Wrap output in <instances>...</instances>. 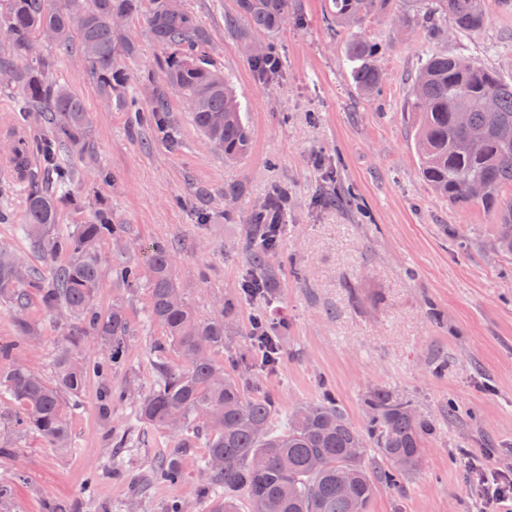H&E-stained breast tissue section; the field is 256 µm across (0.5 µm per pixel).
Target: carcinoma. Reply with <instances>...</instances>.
I'll return each mask as SVG.
<instances>
[{
	"label": "carcinoma",
	"mask_w": 512,
	"mask_h": 512,
	"mask_svg": "<svg viewBox=\"0 0 512 512\" xmlns=\"http://www.w3.org/2000/svg\"><path fill=\"white\" fill-rule=\"evenodd\" d=\"M415 2L418 9L404 13L393 10L395 0H332L330 16L342 30L389 12L401 26L417 22L434 31L449 25L457 33L475 34L488 23L484 0ZM290 9L292 0H234V8L224 13V34L266 77L279 73L264 69L277 52L269 42L252 46L253 33L275 34L288 22ZM137 14L144 15L146 33L162 51L159 70L168 78L152 88L157 124L166 128L173 83L181 89L194 126L207 144L218 145L224 160L241 159L251 147L233 84L210 55L213 33L183 0H0V42L9 47L0 51V78L22 89L17 111L46 113L50 128L49 134L16 145L12 157L22 174L34 156L50 173L45 185L27 184L22 226L48 270L0 247V303L14 310L22 340L38 333L26 316L35 299L50 313L68 315L73 345L89 336L108 348L107 358L87 363L62 352L54 378L47 380L19 360L18 344L0 342V392L9 394L18 409L7 427L36 434L53 448L69 447L67 416L87 377L105 375L124 362L125 343L133 334L125 302L117 298L107 310L96 303L102 279L99 244L110 238L115 249L112 285L146 289V321L167 337L155 347L158 378L137 403L136 418L169 432L203 424L207 479L201 489L216 499L211 512H239L238 492L246 494L249 512H369L377 485L394 486L415 469L432 432V420L411 400L387 388L369 390L363 400L364 426L358 429L326 387L319 401L297 407L279 427L277 402L214 359V352L224 348V315L197 316L180 287L168 246L154 244L144 265L131 259L126 225L114 223L105 203L98 204L88 222L58 227L60 205L76 180L65 154L85 147L90 117L83 100L54 76V59L29 53L32 35L51 32V45L81 60L105 101L137 112L138 93L129 90L126 69L137 45L114 24L117 17L126 21ZM346 54L359 92H374L383 73L373 43L353 37ZM460 112L467 115L464 124L458 121ZM409 120L421 177L454 203L473 200L470 188L479 185V199L500 207L497 249L512 255V204L500 197L504 186H512V83L468 57L431 54L414 76ZM287 218L288 188L277 184L246 217L251 238L259 242L249 253L246 297L264 296L275 278L269 256ZM246 336L258 366L273 371L281 358L280 336L263 310L253 314ZM170 353L179 364H169ZM371 447L379 450L378 467L368 462ZM182 452L179 445L168 449L150 480L181 484Z\"/></svg>",
	"instance_id": "obj_1"
}]
</instances>
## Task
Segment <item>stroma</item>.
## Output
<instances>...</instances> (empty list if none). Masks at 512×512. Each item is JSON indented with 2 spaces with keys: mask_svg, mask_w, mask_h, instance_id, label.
Returning a JSON list of instances; mask_svg holds the SVG:
<instances>
[{
  "mask_svg": "<svg viewBox=\"0 0 512 512\" xmlns=\"http://www.w3.org/2000/svg\"><path fill=\"white\" fill-rule=\"evenodd\" d=\"M215 35L213 60L235 86L252 146L240 162H226L203 140L178 100L170 102L174 140L151 133V100L142 90L162 56L145 34L143 16L125 33L138 53L130 84L142 113L105 103L81 61L61 57L56 73L80 96L90 115L83 151L70 154L79 178L64 205L62 225L89 220L98 203L111 206L132 238L129 255L145 261L155 242L172 244L175 273L186 300L201 317L226 309L228 328L218 363L240 368L250 358L246 329L258 307L285 315L283 357L259 374L262 390L282 415L320 399L331 387L355 427H363L367 390L385 387L411 398L433 419L417 468L397 486L378 485L370 512H480V489L470 471L512 469V256L494 246L497 216L481 202H450L422 180L407 104L412 77L428 54L476 59L512 80V11L485 0L486 27L434 38L420 25L396 33L393 19L376 14L360 36L371 40L383 72L369 96L355 89L346 57L348 33L329 21L328 0H297V10L271 41L281 74L260 79L234 40L224 34L233 0H185ZM21 91L0 81V246L31 266L41 255L20 226L23 183L11 163L18 140L42 134V113L19 112ZM113 179L100 183L98 169ZM276 184L288 188V223L270 261L278 274L266 304L244 297L249 239L245 214ZM238 197L224 199L225 186ZM353 194L354 206L319 203L320 189ZM134 332L121 367L90 377L68 417L72 445L52 448L19 433L0 454V482L12 485L7 512H45L49 501L79 502V512H164L180 498L184 512H209L197 465L206 450L195 429L181 485L137 487L176 438L138 423V400L154 385L153 347L163 341L145 320L147 292L128 294ZM39 326L19 358L44 378L62 351L105 356L103 347L72 346L67 324L32 303ZM115 392L109 416L99 411L103 390ZM134 446L117 473L106 470L118 436ZM98 473L92 500L81 501L87 477Z\"/></svg>",
  "mask_w": 512,
  "mask_h": 512,
  "instance_id": "35a3bbf8",
  "label": "stroma"
}]
</instances>
